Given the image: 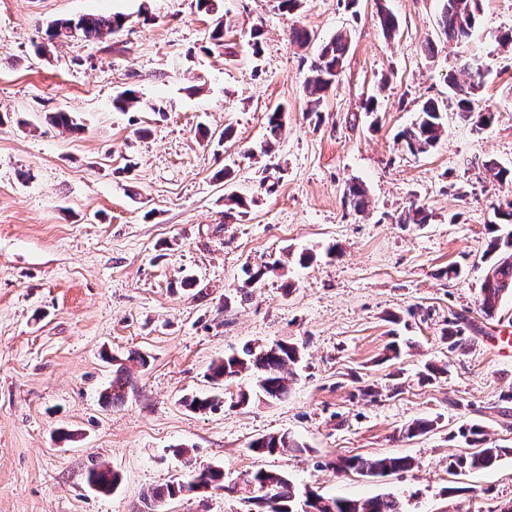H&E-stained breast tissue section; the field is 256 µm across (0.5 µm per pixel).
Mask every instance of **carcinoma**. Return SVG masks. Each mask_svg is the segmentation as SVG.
Masks as SVG:
<instances>
[{
  "mask_svg": "<svg viewBox=\"0 0 512 512\" xmlns=\"http://www.w3.org/2000/svg\"><path fill=\"white\" fill-rule=\"evenodd\" d=\"M197 9L213 19L210 32L211 44L219 49L224 46V15L220 14L222 0H196ZM480 12V0H445L440 25L448 39L457 42L468 40L477 23ZM378 19L383 33L394 35L399 27L397 17L381 5ZM125 17L114 15H81L77 18H57L49 21L45 28V43L38 50L45 51L59 40L78 33L87 39H95L110 34L124 26ZM348 36L338 33L323 42L317 59L311 64L305 88L314 105H319L336 81L344 59L349 51ZM468 73V85L454 86L455 106L460 116L469 121L474 117L473 96L483 85V70L479 63L464 66ZM139 102L133 89L120 92L112 100V106L124 112ZM446 108L440 102L429 99L420 106L415 120L397 134V139L408 152L422 154L435 147L446 130ZM284 108L276 106L267 115V138L260 144V154L269 156L274 150L284 128ZM51 122L68 131H78L81 124L68 112H57L50 117ZM400 224L429 223V213L421 206L412 207L403 212ZM485 271L480 287L481 311L488 319H494L499 313L498 304L505 296L512 297V231L490 237L483 252ZM448 350L461 349L466 344L465 326L458 315L448 320L442 331ZM301 360L297 344L280 341L268 346L246 345L239 352L227 354L214 360L208 367L207 378L216 388L237 379L248 372L256 380L259 397L268 402L280 401L288 396L289 375L292 367ZM112 388L103 396L106 406L121 403L125 399V367L119 366ZM185 407L193 411L214 409L222 403L220 394L206 397H186L182 400ZM434 421L416 419L404 429L402 437L410 439L424 435L432 430ZM459 435L465 439L471 452L455 458L449 468L457 470L484 469L493 466L509 449L497 445H488L485 430L479 425H464ZM248 449L256 455L275 456L288 453H303L307 448L286 433L261 436L253 440ZM327 466L338 472H354L365 477H384L394 473H403L415 468V460L410 456L382 455L377 457L339 456ZM88 483L96 491L110 493L120 483L119 475L108 468H94L88 474ZM198 487L212 490H225L234 493L238 490L247 494V501L257 507V512H403L399 498L386 495L365 499L344 497H325L313 491L301 492L294 482L284 473L258 469L242 478L241 486L224 485V469L219 465L208 466L196 472L187 482L172 481L151 490L146 496V506L152 512H161L164 505L186 492Z\"/></svg>",
  "mask_w": 512,
  "mask_h": 512,
  "instance_id": "obj_1",
  "label": "carcinoma"
}]
</instances>
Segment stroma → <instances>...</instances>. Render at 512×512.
<instances>
[{"instance_id": "35a3bbf8", "label": "stroma", "mask_w": 512, "mask_h": 512, "mask_svg": "<svg viewBox=\"0 0 512 512\" xmlns=\"http://www.w3.org/2000/svg\"><path fill=\"white\" fill-rule=\"evenodd\" d=\"M384 4L400 22L391 39L375 0H300L290 13L279 0H224L216 50L195 0H0V512H147L148 489L210 465L230 485L265 468L329 497L391 493L405 512L512 504V298L493 320L479 307L488 227L495 207L512 201V181L483 169L512 168V44L499 43L512 30V0H480L474 35L461 43L439 25L444 0ZM117 13L126 24L114 34L33 50L52 19ZM294 27L307 30L308 45L290 43ZM339 31L350 49L313 116L304 80ZM475 57L487 65L478 105L495 114L479 132L455 112L451 87ZM126 88L140 102L115 111ZM430 98L448 107L446 132L413 155L396 135ZM152 102L167 111H150ZM278 104L286 114L276 154L255 158ZM60 111L83 130L51 125ZM224 168L226 181L216 177ZM353 183L366 190L364 211L344 198ZM230 195L250 199L247 216L225 220ZM414 204L429 224L398 223ZM305 248L316 257L301 266L292 256ZM283 260L286 277L246 286L245 268ZM449 265L460 276L439 278ZM186 274L201 293L181 289ZM455 314L471 323L461 352L441 338ZM397 337L411 346L390 363L384 353ZM280 340L301 350L286 399L238 405V391L253 385L245 374L215 409L182 405L209 391L213 360ZM134 351L148 365L133 366L122 405H103L118 361ZM429 362L447 363V376L420 382ZM368 385L377 397L360 395ZM417 418L433 429L403 438ZM473 422L511 453L487 470H451L467 449L458 430ZM283 432L305 452L249 451ZM385 454L419 466L379 478L324 467L339 455ZM100 465L121 477L111 493L87 481ZM166 510L250 505L211 491Z\"/></svg>"}]
</instances>
